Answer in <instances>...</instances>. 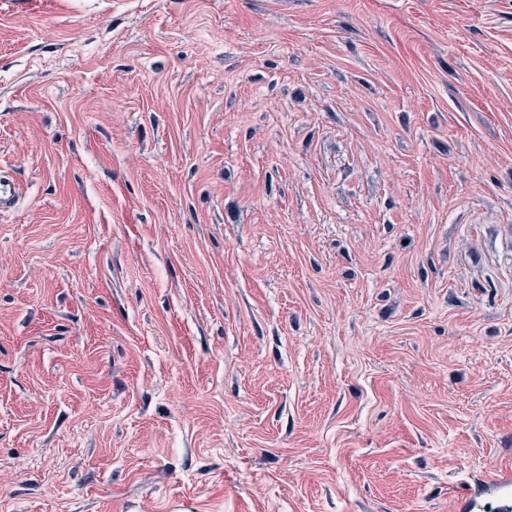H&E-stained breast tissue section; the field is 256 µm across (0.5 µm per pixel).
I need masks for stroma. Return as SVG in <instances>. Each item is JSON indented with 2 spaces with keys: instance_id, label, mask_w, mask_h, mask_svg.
Wrapping results in <instances>:
<instances>
[{
  "instance_id": "35a3bbf8",
  "label": "stroma",
  "mask_w": 512,
  "mask_h": 512,
  "mask_svg": "<svg viewBox=\"0 0 512 512\" xmlns=\"http://www.w3.org/2000/svg\"><path fill=\"white\" fill-rule=\"evenodd\" d=\"M0 512H458L512 461V0H0ZM488 489L493 490L505 502L512 499V471L507 466H494L482 471L471 483L453 489L460 511H470L478 498Z\"/></svg>"
}]
</instances>
